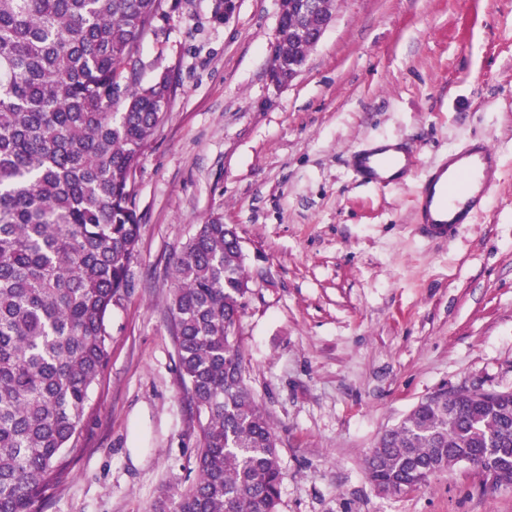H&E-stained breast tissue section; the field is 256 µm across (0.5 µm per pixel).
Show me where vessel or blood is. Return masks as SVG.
I'll return each mask as SVG.
<instances>
[{
  "instance_id": "obj_1",
  "label": "vessel or blood",
  "mask_w": 512,
  "mask_h": 512,
  "mask_svg": "<svg viewBox=\"0 0 512 512\" xmlns=\"http://www.w3.org/2000/svg\"><path fill=\"white\" fill-rule=\"evenodd\" d=\"M348 166L361 185L387 189L403 185L420 164L407 141L380 139L352 151ZM423 169L414 196L418 230L423 236L451 242L486 209L490 191L500 179L501 158L487 141L474 140Z\"/></svg>"
}]
</instances>
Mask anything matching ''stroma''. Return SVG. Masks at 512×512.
Wrapping results in <instances>:
<instances>
[{"instance_id": "1", "label": "stroma", "mask_w": 512, "mask_h": 512, "mask_svg": "<svg viewBox=\"0 0 512 512\" xmlns=\"http://www.w3.org/2000/svg\"><path fill=\"white\" fill-rule=\"evenodd\" d=\"M165 0L135 78L173 92L134 176L131 286L106 316L67 477L37 512H151L195 482L200 425L178 371L171 261L212 214L250 291L244 377L269 413L277 512H512L460 463L380 495L378 437L441 388L512 390V0H335L287 87L267 80L280 0ZM403 138L428 162L480 138L501 155L486 211L452 243L415 230L414 186L359 185L347 153Z\"/></svg>"}]
</instances>
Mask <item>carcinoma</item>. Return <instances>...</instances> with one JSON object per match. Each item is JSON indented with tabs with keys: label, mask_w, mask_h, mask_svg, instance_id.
Wrapping results in <instances>:
<instances>
[{
	"label": "carcinoma",
	"mask_w": 512,
	"mask_h": 512,
	"mask_svg": "<svg viewBox=\"0 0 512 512\" xmlns=\"http://www.w3.org/2000/svg\"><path fill=\"white\" fill-rule=\"evenodd\" d=\"M282 0L276 80L311 50ZM164 0H0V512H36L66 474L105 317L129 287L142 217L131 177L162 121L169 78L121 83ZM178 369L200 422L197 480L172 512H276L278 437L244 379L236 336L244 254L221 215L172 261ZM465 463L512 486V391L441 389L365 461L396 495Z\"/></svg>",
	"instance_id": "carcinoma-1"
}]
</instances>
